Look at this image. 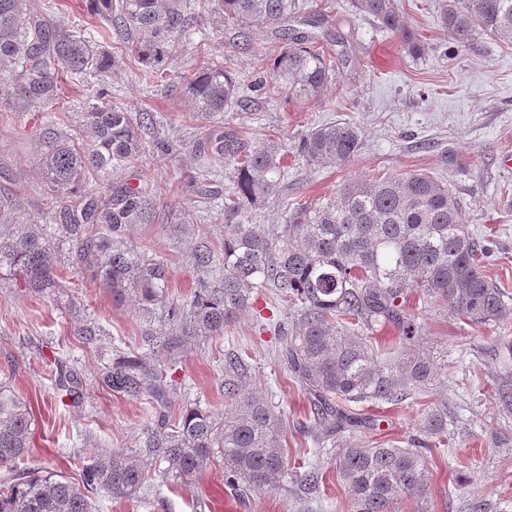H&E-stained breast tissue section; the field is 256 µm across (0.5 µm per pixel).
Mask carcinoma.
<instances>
[{"instance_id":"obj_1","label":"carcinoma","mask_w":512,"mask_h":512,"mask_svg":"<svg viewBox=\"0 0 512 512\" xmlns=\"http://www.w3.org/2000/svg\"><path fill=\"white\" fill-rule=\"evenodd\" d=\"M87 14L108 27L97 35L32 13L26 0H0V97L19 96L29 107L59 100L60 82H106L113 66L112 30L126 34L127 49L149 80L167 78L168 60L178 49L200 53L205 44L189 38L192 24L213 12L246 36L266 27L276 40L271 72L256 82L272 85L303 102L321 99L336 79V58L316 35L288 27L297 0H87ZM355 8L401 35L411 56L422 41L403 28L395 0H355ZM442 22L460 47L481 34L512 44V0H442ZM193 109L206 122L204 138L192 149L197 167L188 170L183 188L191 197L219 194L220 169L231 167L224 190V259L207 244L192 255L197 286L185 299L169 298L164 260L124 245L115 236L124 224H148L164 204L147 176L115 181L103 194L94 183L135 165L146 152V112H132L99 94L82 114L90 142L68 131V108L39 132L44 149L40 165L47 200L31 216L0 195V269L22 273L34 292L58 288L50 258L52 240L71 247L72 263L121 305L137 302L145 321L141 352L120 356L103 375L105 386L135 399L149 397L160 419L143 449L124 453L105 449L91 454L81 483L54 472L44 475L21 466L29 453L32 416L27 404L0 382V512H92L91 495L114 499L134 496L154 462L182 482L222 463L224 486L264 491L287 475L285 420L257 390L243 388L238 359L224 365V398L229 409L219 416L195 405L175 413L168 406V366L156 359L159 347L178 359L189 347L224 334L249 303L256 288H272L293 309L282 353L294 378L313 398L318 423L332 434L345 426H365L349 404L389 401L400 404L409 390L431 382L434 361L411 346L417 317L407 310L408 296L443 306L475 326L497 325L512 316L505 293L484 270L483 251L465 231L459 204L447 186L423 172L357 179L342 185L336 197L288 210V220L269 232L246 224L245 210L261 201L282 175V144L271 140L244 155L235 132L224 126V112L245 98L241 84L212 57L186 84ZM362 128L350 121L312 128L300 154L316 166L351 160L363 147ZM165 309L167 314L157 315ZM391 324L402 333L397 354L379 358L364 331ZM102 333L94 321L74 336L84 344ZM57 390L77 398L82 379L75 371L55 381ZM419 448L395 445L350 446L335 458L336 474L352 492L351 512H398L403 495H427L429 458L424 449L448 445V410L422 413Z\"/></svg>"}]
</instances>
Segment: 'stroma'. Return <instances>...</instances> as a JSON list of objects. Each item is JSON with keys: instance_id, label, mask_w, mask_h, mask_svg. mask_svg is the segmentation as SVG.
<instances>
[{"instance_id": "35a3bbf8", "label": "stroma", "mask_w": 512, "mask_h": 512, "mask_svg": "<svg viewBox=\"0 0 512 512\" xmlns=\"http://www.w3.org/2000/svg\"><path fill=\"white\" fill-rule=\"evenodd\" d=\"M437 3L396 0L405 24L428 46L422 57L413 58L398 33L360 13L354 0H299L303 16L324 14L320 40L330 49L343 39L345 57L321 102L305 103L263 89L251 93L248 110L225 113L224 123L235 130L242 151L271 139L288 151L283 177L246 211L245 221L281 224L287 209L334 197L349 180L422 170L453 192L469 236L490 250L487 274L512 294V45L484 35L471 46H457ZM192 32L194 40L223 53L243 85L270 67L273 37L267 29H250L242 50L237 29L217 17ZM112 43L116 62L108 90L133 111L153 113L157 125L148 139L175 137L186 143L201 137L203 123L192 112L183 84L203 67V58L177 52L170 62L174 83L148 85L122 50L120 36H113ZM1 113L10 120L0 125V187L19 188L16 207L37 213L44 185L35 133L45 111L24 108L10 97L0 99ZM343 119L356 122L365 133L363 149L349 162L322 168L297 154L308 130ZM186 162L180 151L144 161L161 199L176 197ZM185 207L192 223L166 213L152 224L126 225L122 233L129 247L168 262L174 299L196 285L191 257L198 243L224 244L222 200H189ZM66 253V244L55 242L52 255L63 268V279L49 297L25 289L22 275L0 270V374L31 409L30 466L77 482L92 452L139 451L158 415L146 401L112 392L102 381L114 341H122L129 352L138 342L143 320L137 309L113 305L111 296L85 274L65 268ZM409 306L418 316L416 347L434 353L441 365L433 386L398 405H353V412L372 420V427L327 437L315 427L306 392L278 355L274 326L287 323L288 311L270 289H255L248 308L225 327L223 336L197 342L173 369L176 385L169 402L175 411L189 403L224 411V360L239 355L247 367V383L259 388L286 421L288 474L282 485L268 492L234 491L225 487L219 464L184 485L155 464L139 494L119 501L95 493L93 512H350L349 489L336 475L339 449L404 441L432 404L447 406L450 440L447 447L430 452L427 502L403 497L399 512H470L475 502L484 512H512V416L503 413L498 400L502 385L512 384V363L502 358V331L474 327L444 308L425 309L414 295ZM90 318L103 334L88 348L73 330ZM63 367L83 378L80 402L55 388ZM313 468L321 479L316 487L304 488L300 476Z\"/></svg>"}]
</instances>
